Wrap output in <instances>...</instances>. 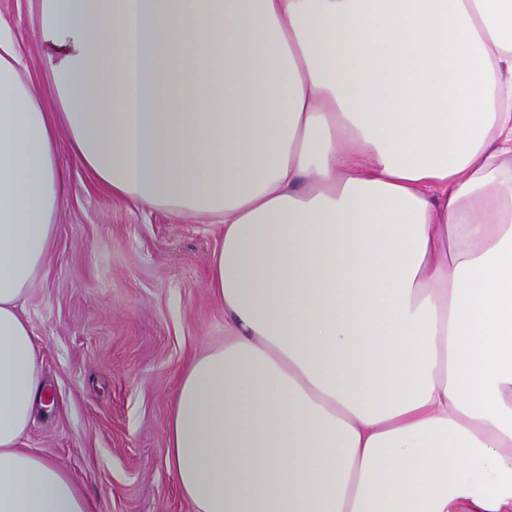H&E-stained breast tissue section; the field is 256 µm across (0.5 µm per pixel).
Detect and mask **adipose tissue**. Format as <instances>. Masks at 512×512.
<instances>
[{
  "mask_svg": "<svg viewBox=\"0 0 512 512\" xmlns=\"http://www.w3.org/2000/svg\"><path fill=\"white\" fill-rule=\"evenodd\" d=\"M36 11L55 111L0 28V512H92L20 445L63 129L113 196L224 226L164 450L191 512H512V0Z\"/></svg>",
  "mask_w": 512,
  "mask_h": 512,
  "instance_id": "adipose-tissue-1",
  "label": "adipose tissue"
}]
</instances>
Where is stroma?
I'll return each instance as SVG.
<instances>
[{
    "mask_svg": "<svg viewBox=\"0 0 512 512\" xmlns=\"http://www.w3.org/2000/svg\"><path fill=\"white\" fill-rule=\"evenodd\" d=\"M46 104L31 0H0ZM53 249L22 304L55 397L22 440L71 473L93 512H190L164 460L185 362L224 341L208 283L223 225L112 196L70 154Z\"/></svg>",
    "mask_w": 512,
    "mask_h": 512,
    "instance_id": "1",
    "label": "stroma"
}]
</instances>
